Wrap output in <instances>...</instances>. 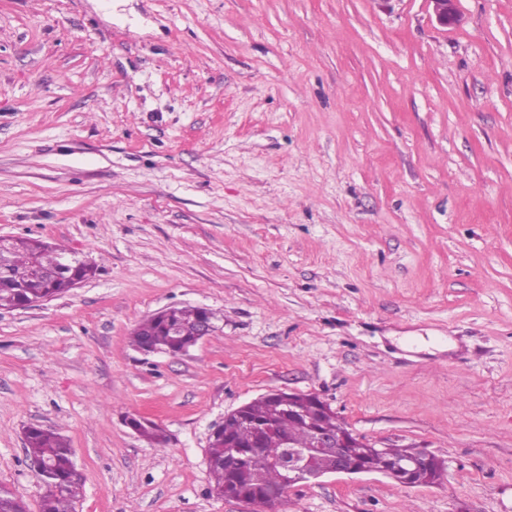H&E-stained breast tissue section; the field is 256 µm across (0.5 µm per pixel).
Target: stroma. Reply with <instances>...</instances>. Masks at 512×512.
<instances>
[{
	"instance_id": "35a3bbf8",
	"label": "stroma",
	"mask_w": 512,
	"mask_h": 512,
	"mask_svg": "<svg viewBox=\"0 0 512 512\" xmlns=\"http://www.w3.org/2000/svg\"><path fill=\"white\" fill-rule=\"evenodd\" d=\"M457 9L0 0V236L96 267L0 310V489L39 512V425L78 512H252L210 494L205 448L281 390L445 471L330 474L277 512H512V0ZM181 306L214 332L132 345ZM169 309L167 315L156 313L139 323L133 332V344L138 349L142 350L148 346L153 351L177 355L195 344L196 327L198 340L211 335L215 329L209 321L203 320L213 322L214 318L213 314L204 308L185 306ZM174 325L179 327L180 336H173L171 327ZM27 459L36 463L34 469L44 477L47 490L40 512H76V503L83 493V479L73 474V449L62 435L51 429L28 427L25 431Z\"/></svg>"
}]
</instances>
